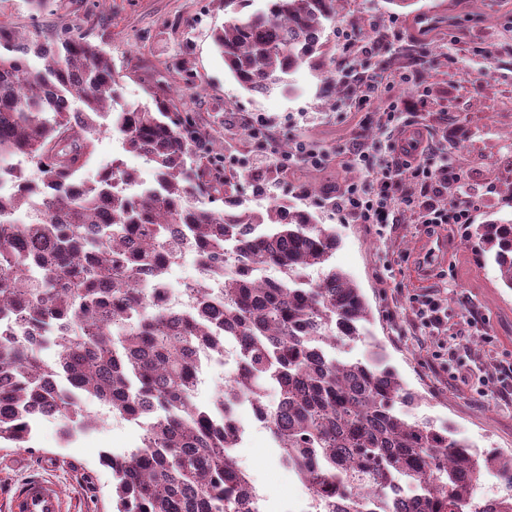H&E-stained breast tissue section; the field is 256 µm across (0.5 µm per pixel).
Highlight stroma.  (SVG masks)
<instances>
[{
    "mask_svg": "<svg viewBox=\"0 0 512 512\" xmlns=\"http://www.w3.org/2000/svg\"><path fill=\"white\" fill-rule=\"evenodd\" d=\"M427 12L437 25L415 31V16ZM227 20L224 0H50L35 18L25 0H0V24L19 32L68 28L90 35L121 75L117 104L148 103L152 91H172L173 107L190 112L210 144L222 149L224 167L237 173L238 196L247 206L260 210L285 195L314 213L339 240L333 264L362 289L373 313L365 338L338 345L337 357L362 359L373 343L382 344L389 364L423 398L412 416L452 426L479 450L512 451V392L501 388L502 378L512 374V289L501 283L492 256L456 224H424L417 213L400 210L395 223L380 229L355 223L328 203L366 177L345 145L358 138L387 144L379 116L401 96L415 100L416 108L398 114L397 126L420 128L434 148L447 152L464 176L475 223L512 219V0H417L407 14L388 0H347L325 30L324 69L300 68L288 86L264 93L243 89L215 51L211 32ZM344 28L384 43L372 66L387 69L392 84L365 107L333 89L346 57L338 38ZM407 44L413 56L386 68ZM249 119L264 120L276 136L268 146L263 193L254 191L248 169L238 165L257 152L244 129ZM285 150L292 160L281 169ZM115 157L152 178V166L109 133L100 136L87 169ZM443 234L447 263L427 265L424 285H415L411 269L422 239ZM431 298L448 308L445 330L420 318ZM240 420L252 431L235 456L265 492L262 512H286L305 497V488L283 464L270 431L255 426L252 412H242ZM59 427V421L42 419L28 448L0 446V512H6L14 482L44 457L55 461L46 478L60 484L74 512H113L112 473L100 465V453L137 447L139 428L108 419L66 444Z\"/></svg>",
    "mask_w": 512,
    "mask_h": 512,
    "instance_id": "obj_1",
    "label": "stroma"
}]
</instances>
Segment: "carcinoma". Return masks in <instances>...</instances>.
Returning a JSON list of instances; mask_svg holds the SVG:
<instances>
[{
    "label": "carcinoma",
    "instance_id": "cac0c4a2",
    "mask_svg": "<svg viewBox=\"0 0 512 512\" xmlns=\"http://www.w3.org/2000/svg\"><path fill=\"white\" fill-rule=\"evenodd\" d=\"M250 2L224 0L231 18L211 39L241 87L266 91L316 68L344 0H266L241 14ZM118 94L112 58L88 35L24 37L0 25V162L35 164L37 179L23 168L14 179L40 189L37 201L0 196V444L27 447L46 414L62 420L63 441L76 440L93 420L75 397H94L141 428L135 450L100 456L115 512H258L232 452L239 429L224 416L228 395L211 407L195 401L197 353H224L230 332L240 369L228 385L267 415L283 463L311 484L315 512H512L511 493L490 502L477 493L485 471L512 487V452L479 451L448 426L410 419L401 406L419 396L381 344L372 345L376 364L336 357L372 318L361 289L331 263L336 234L286 199L246 207L235 175L211 173L187 112L156 92L152 108L114 112ZM105 121L127 152L154 165L157 183L139 196L114 190L133 177L118 157L96 180L73 182ZM202 191L224 207L196 202ZM471 236L512 289V221L476 224ZM185 254L201 276L188 286L197 302L169 312L157 294ZM227 260L236 263L228 276ZM262 267L278 278H256ZM310 269L318 280H303ZM45 328L51 360L38 339ZM269 383L278 411L263 405ZM401 483L416 498L400 505L391 493Z\"/></svg>",
    "mask_w": 512,
    "mask_h": 512
}]
</instances>
